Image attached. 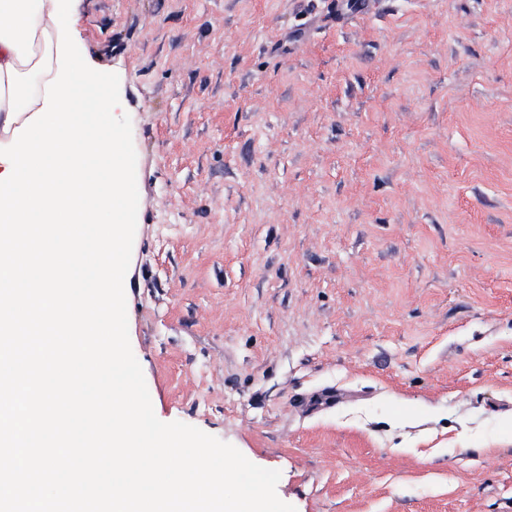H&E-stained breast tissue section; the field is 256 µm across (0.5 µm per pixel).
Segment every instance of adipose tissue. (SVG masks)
Segmentation results:
<instances>
[{"mask_svg":"<svg viewBox=\"0 0 512 512\" xmlns=\"http://www.w3.org/2000/svg\"><path fill=\"white\" fill-rule=\"evenodd\" d=\"M49 0H0V142L43 106L44 84L57 72L58 30Z\"/></svg>","mask_w":512,"mask_h":512,"instance_id":"ef3b65f1","label":"adipose tissue"}]
</instances>
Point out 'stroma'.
<instances>
[{
  "mask_svg": "<svg viewBox=\"0 0 512 512\" xmlns=\"http://www.w3.org/2000/svg\"><path fill=\"white\" fill-rule=\"evenodd\" d=\"M154 412L296 512H512V0H78Z\"/></svg>",
  "mask_w": 512,
  "mask_h": 512,
  "instance_id": "obj_1",
  "label": "stroma"
}]
</instances>
